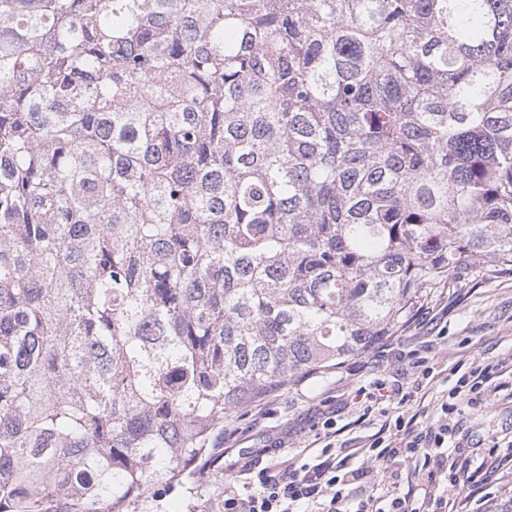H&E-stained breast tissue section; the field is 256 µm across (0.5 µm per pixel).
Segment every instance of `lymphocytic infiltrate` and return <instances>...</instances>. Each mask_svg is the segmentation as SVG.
<instances>
[{"label":"lymphocytic infiltrate","instance_id":"1","mask_svg":"<svg viewBox=\"0 0 512 512\" xmlns=\"http://www.w3.org/2000/svg\"><path fill=\"white\" fill-rule=\"evenodd\" d=\"M494 368L472 362L442 403L441 417L433 422L396 417L382 424L361 461L350 468L337 461L331 441L335 422L324 419L311 444L276 467L258 470L248 484H224V512H458L451 491L462 483L478 488L499 485L495 472L470 470L450 456L446 443L447 416L458 400L474 402L485 395ZM405 465L410 492L387 481L394 464Z\"/></svg>","mask_w":512,"mask_h":512}]
</instances>
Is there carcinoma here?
<instances>
[{"label":"carcinoma","instance_id":"1","mask_svg":"<svg viewBox=\"0 0 512 512\" xmlns=\"http://www.w3.org/2000/svg\"><path fill=\"white\" fill-rule=\"evenodd\" d=\"M512 273V0H0V512L224 501V417Z\"/></svg>","mask_w":512,"mask_h":512}]
</instances>
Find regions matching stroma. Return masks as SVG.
<instances>
[{
    "label": "stroma",
    "instance_id": "obj_1",
    "mask_svg": "<svg viewBox=\"0 0 512 512\" xmlns=\"http://www.w3.org/2000/svg\"><path fill=\"white\" fill-rule=\"evenodd\" d=\"M426 304V320L411 323L369 351L348 358L341 368L298 374L286 387L261 401L243 406L224 420V477L246 482L249 470L280 462L298 452L319 414L336 421L338 456L367 446L381 423L358 422L356 385L384 379L394 396L424 395V403L391 404V415L411 417L426 411L437 420L440 404L460 376V363L499 364L503 374L492 377L486 399L476 405L460 402L448 446L471 466L490 467L492 442L512 444V275L494 268L436 289ZM428 356L434 376L421 380L407 359L409 352Z\"/></svg>",
    "mask_w": 512,
    "mask_h": 512
}]
</instances>
